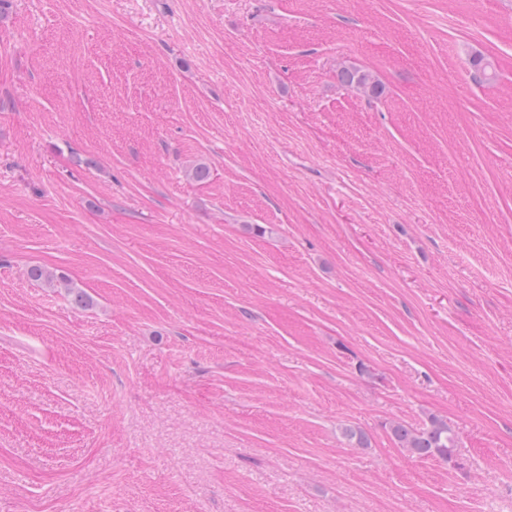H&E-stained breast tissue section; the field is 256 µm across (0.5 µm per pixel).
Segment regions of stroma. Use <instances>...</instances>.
I'll use <instances>...</instances> for the list:
<instances>
[{"mask_svg":"<svg viewBox=\"0 0 512 512\" xmlns=\"http://www.w3.org/2000/svg\"><path fill=\"white\" fill-rule=\"evenodd\" d=\"M0 512H512V0H9ZM339 74L341 81L347 87L372 93L377 90V82L369 72L357 68L343 67ZM389 429L399 447L414 457H438L448 462V449L457 453L455 432L437 417H430L428 423L419 428L394 421Z\"/></svg>","mask_w":512,"mask_h":512,"instance_id":"1","label":"stroma"}]
</instances>
